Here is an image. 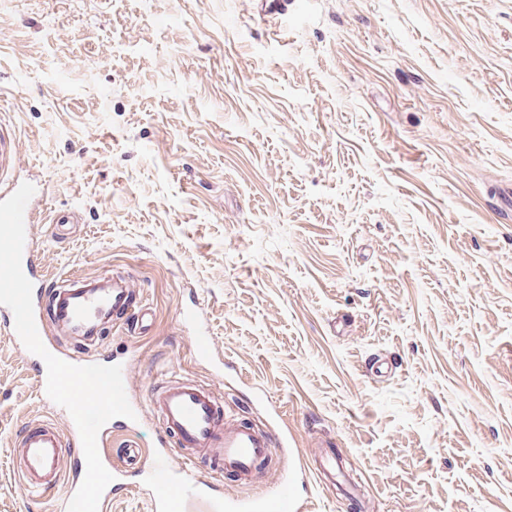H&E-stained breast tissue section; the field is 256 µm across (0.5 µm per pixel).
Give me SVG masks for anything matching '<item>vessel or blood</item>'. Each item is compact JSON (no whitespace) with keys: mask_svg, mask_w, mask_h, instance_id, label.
Listing matches in <instances>:
<instances>
[{"mask_svg":"<svg viewBox=\"0 0 512 512\" xmlns=\"http://www.w3.org/2000/svg\"><path fill=\"white\" fill-rule=\"evenodd\" d=\"M22 268L33 285L39 335L52 329L66 336H88L105 326L142 334L152 325L147 305L127 279L103 276L87 282L40 274L34 237L25 239ZM149 403L160 419V449L150 455L138 448L123 449L122 464L139 467L160 488L154 512H268L273 500L284 512H293L295 500L288 486L275 490L268 501L227 500L214 495L210 481L198 476L199 462L206 458L224 474L251 482L258 464L273 460L277 440L269 430L237 420L211 389L190 380L161 383L152 389ZM17 448L28 490L56 497L59 512H66L84 479L80 437L64 441L54 420H41L22 428Z\"/></svg>","mask_w":512,"mask_h":512,"instance_id":"vessel-or-blood-1","label":"vessel or blood"}]
</instances>
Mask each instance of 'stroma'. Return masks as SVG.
<instances>
[{
	"label": "stroma",
	"instance_id": "1",
	"mask_svg": "<svg viewBox=\"0 0 512 512\" xmlns=\"http://www.w3.org/2000/svg\"><path fill=\"white\" fill-rule=\"evenodd\" d=\"M0 127L47 190L44 269L127 278L153 312L59 351L133 352L139 403L164 371L287 437L217 493L264 497L326 442L357 512H512V0H288L275 21L263 0H9ZM34 383L0 335V512H56L16 474L53 414ZM158 435L145 410L102 453ZM318 467L299 512H347ZM143 481L107 512H152Z\"/></svg>",
	"mask_w": 512,
	"mask_h": 512
}]
</instances>
